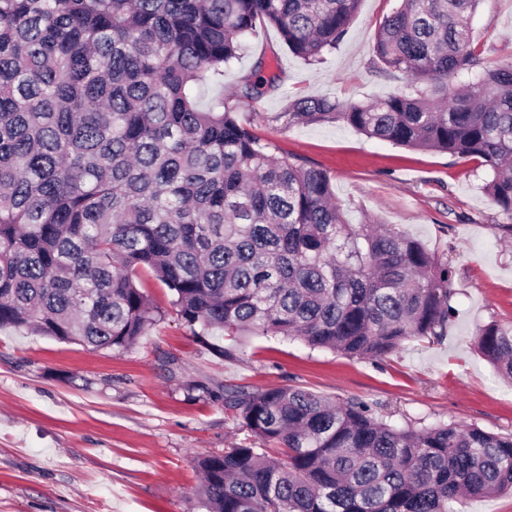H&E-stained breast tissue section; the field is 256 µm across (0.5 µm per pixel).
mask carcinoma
Returning <instances> with one entry per match:
<instances>
[{
	"mask_svg": "<svg viewBox=\"0 0 512 512\" xmlns=\"http://www.w3.org/2000/svg\"><path fill=\"white\" fill-rule=\"evenodd\" d=\"M480 0H400L375 53L419 84L372 101L302 97L289 126L343 123L369 138L479 161L512 220V58L482 65ZM361 0H0V329L124 351L163 313L150 271L195 336L298 339L383 359L439 342L453 270L393 227L351 224L329 175L241 125L280 75L224 66L258 23L315 62ZM512 378V325L478 330ZM247 438L198 459L203 512H454L512 492V434L396 427L357 398L224 387Z\"/></svg>",
	"mask_w": 512,
	"mask_h": 512,
	"instance_id": "1",
	"label": "carcinoma"
}]
</instances>
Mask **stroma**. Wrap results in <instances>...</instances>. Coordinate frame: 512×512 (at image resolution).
Listing matches in <instances>:
<instances>
[{
	"label": "stroma",
	"instance_id": "1",
	"mask_svg": "<svg viewBox=\"0 0 512 512\" xmlns=\"http://www.w3.org/2000/svg\"><path fill=\"white\" fill-rule=\"evenodd\" d=\"M397 0H362L336 50L310 63L277 30L257 25L224 70V95L255 68L281 77L245 103L240 123L280 153L331 178L346 219L374 218L420 241L455 268V317L442 342L415 340L381 360L246 336L214 354L185 328L168 288L142 286L162 319L130 349L92 351L25 329L0 330V512H201L195 458L243 439L217 393L300 387L374 404L391 424L438 421L512 433V380L477 347L476 331L512 324V240L475 162L366 137L343 123L285 125L289 100L369 101L406 88L376 58L379 23ZM471 37L485 66L512 54V0H482Z\"/></svg>",
	"mask_w": 512,
	"mask_h": 512
}]
</instances>
